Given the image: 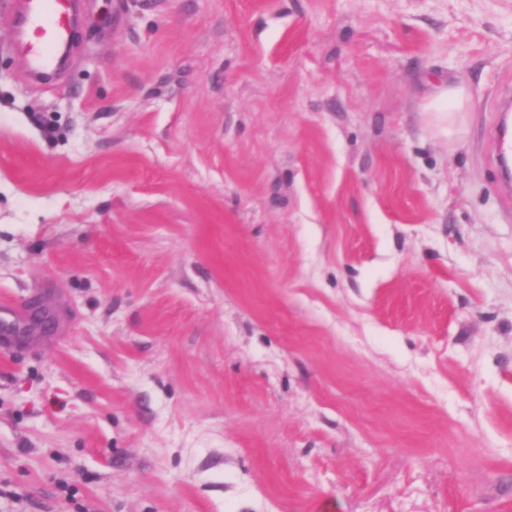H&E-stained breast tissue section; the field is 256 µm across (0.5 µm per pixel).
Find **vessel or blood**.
Listing matches in <instances>:
<instances>
[{
	"label": "vessel or blood",
	"mask_w": 512,
	"mask_h": 512,
	"mask_svg": "<svg viewBox=\"0 0 512 512\" xmlns=\"http://www.w3.org/2000/svg\"><path fill=\"white\" fill-rule=\"evenodd\" d=\"M0 9L15 15L12 40L24 52L25 74L35 82L55 77L63 64L75 24L74 0H0ZM16 308L0 307V346L9 347L22 330Z\"/></svg>",
	"instance_id": "obj_1"
}]
</instances>
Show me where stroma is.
Listing matches in <instances>:
<instances>
[{
    "label": "stroma",
    "instance_id": "1",
    "mask_svg": "<svg viewBox=\"0 0 512 512\" xmlns=\"http://www.w3.org/2000/svg\"><path fill=\"white\" fill-rule=\"evenodd\" d=\"M80 13H0V512H512V0ZM72 0H4L2 11L16 16L11 40L24 51L25 74L34 82L55 77L63 64L75 24ZM24 323L17 309L10 306L0 307V345L6 349L12 343L13 336L23 330Z\"/></svg>",
    "mask_w": 512,
    "mask_h": 512
}]
</instances>
